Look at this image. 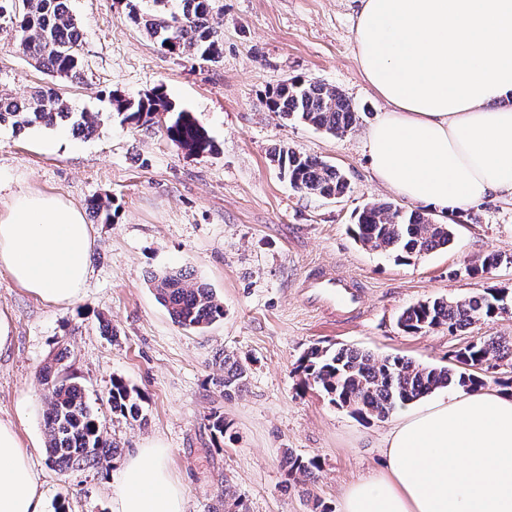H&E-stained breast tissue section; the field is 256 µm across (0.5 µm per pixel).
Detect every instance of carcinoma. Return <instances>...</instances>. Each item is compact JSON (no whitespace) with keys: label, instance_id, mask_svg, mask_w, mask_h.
I'll return each mask as SVG.
<instances>
[{"label":"carcinoma","instance_id":"cac0c4a2","mask_svg":"<svg viewBox=\"0 0 512 512\" xmlns=\"http://www.w3.org/2000/svg\"><path fill=\"white\" fill-rule=\"evenodd\" d=\"M159 9L140 14L131 9L133 22L161 49L176 56L197 55L217 62L222 58L224 36L213 21L214 0H184L182 13L161 9L166 0H153ZM0 31L19 49L59 78L80 75L83 58L76 18L67 0H0ZM271 111L333 135H342L357 122L354 106L334 86L313 79L293 78L267 93ZM117 115L136 126L158 125L166 138L190 156L204 157L216 151L214 140L190 112L179 108L163 86H156L135 99L113 96ZM73 119L75 132L91 137L97 131L94 116L69 111L52 88L39 87L24 97L0 95V123L18 129L34 124L53 126L57 120ZM273 161L299 192L339 198L349 187L343 171L325 161L291 148L274 153ZM352 235L362 247L387 254L398 263H409L454 241L451 227L423 210L406 211L389 203H367L357 213ZM512 256L489 254L473 260L468 275L483 277ZM150 284L172 321L188 328H201L224 318V304L212 289L191 281L184 269L151 273ZM501 292H485L455 301L443 298L421 301L406 308L399 325L407 333H426L448 327L466 329L503 311ZM224 375L215 380L224 397L244 390L247 366L226 354L221 360ZM493 365L512 368V336H490L471 342L450 355L448 366H427L399 355L376 358L350 347H311L299 360L302 382L313 384L328 396L329 403L361 420L382 421L403 405L428 393L455 385H486L481 373ZM48 409L45 417L47 462L65 470H90L115 455L117 445L103 437L97 419L84 400L74 373L48 367L41 376ZM112 413L131 423L145 421L142 397L123 380L114 379L110 391ZM208 428L221 438L233 436L232 423L214 412ZM288 475L315 483L320 472L313 459L288 454Z\"/></svg>","mask_w":512,"mask_h":512}]
</instances>
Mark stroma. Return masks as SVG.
Segmentation results:
<instances>
[{"instance_id":"stroma-1","label":"stroma","mask_w":512,"mask_h":512,"mask_svg":"<svg viewBox=\"0 0 512 512\" xmlns=\"http://www.w3.org/2000/svg\"><path fill=\"white\" fill-rule=\"evenodd\" d=\"M215 5L224 32L216 63L162 53L129 15L152 12V0H69L84 60L74 81L52 76L0 38V95L52 85L98 125L85 139L64 120L21 132L0 124V208L29 190L82 208L111 202L110 220L85 218L91 271L73 304H47L0 272V310L13 320L11 346L0 354V418L14 424L40 474L45 512H112L122 463L154 444L167 450L185 512H311L316 499L337 512L344 486L383 468L381 444L392 422L358 420L302 386L303 352L348 345L440 366L467 341L512 336V311L453 334L444 327L407 334L397 325L404 309L426 299L502 289L512 304V263L482 278L465 271L492 252L512 256L511 199L437 213L455 227L453 246L408 265L363 249L348 232L366 203L414 208L370 174L364 136L383 104L356 59L357 0ZM295 77L338 88L357 110V124L334 136L272 112L267 90ZM159 85L207 129L215 153L187 155L160 129L122 122L113 110V94L135 97ZM283 147L342 169L348 192L335 200L297 192L270 160ZM321 267L363 290L361 314L344 319L303 303L299 285ZM181 268L223 301L222 320L201 331L171 320L148 274ZM106 320L112 332L103 331ZM60 346L71 353L101 432L117 444L116 456L93 470L62 471L46 461L39 373ZM225 352L248 367L244 391L229 398L215 384ZM116 378L143 396L145 425L113 414ZM214 411L231 421L235 440L214 438L207 426ZM291 453L319 462L317 484L289 479Z\"/></svg>"}]
</instances>
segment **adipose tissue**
Here are the masks:
<instances>
[{
    "label": "adipose tissue",
    "instance_id": "obj_1",
    "mask_svg": "<svg viewBox=\"0 0 512 512\" xmlns=\"http://www.w3.org/2000/svg\"><path fill=\"white\" fill-rule=\"evenodd\" d=\"M359 66L386 107L364 148L374 179L431 210L512 197V0H359ZM93 246L81 209L26 192L0 211V272L56 306L79 299ZM382 470L340 512H512V388L396 411ZM115 512H183L161 447L123 465ZM0 512H45L38 473L0 419Z\"/></svg>",
    "mask_w": 512,
    "mask_h": 512
}]
</instances>
